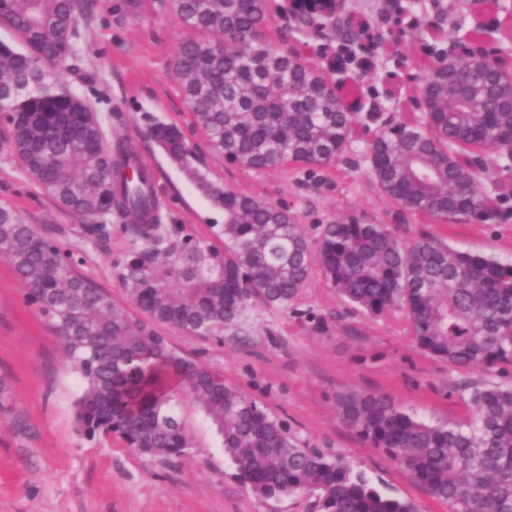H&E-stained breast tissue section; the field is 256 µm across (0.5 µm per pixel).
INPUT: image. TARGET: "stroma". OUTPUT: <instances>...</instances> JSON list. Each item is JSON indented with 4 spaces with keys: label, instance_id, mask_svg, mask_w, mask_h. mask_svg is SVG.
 I'll return each mask as SVG.
<instances>
[{
    "label": "stroma",
    "instance_id": "obj_1",
    "mask_svg": "<svg viewBox=\"0 0 512 512\" xmlns=\"http://www.w3.org/2000/svg\"><path fill=\"white\" fill-rule=\"evenodd\" d=\"M79 12L80 53L68 79L88 99L104 95L106 140L125 138L153 174L161 221L171 238L215 241L222 210L197 189L142 132L147 117L177 125L197 152L210 181L299 212L309 239L321 225L355 215L373 224H393L411 241L430 233L449 245L512 263V198L500 218L475 224H394V205L366 166H355L364 139L351 148V162L307 173L286 165L255 172L214 153L184 98L174 68L179 43L188 35L167 0H88ZM9 127L0 122V208L72 253L76 273L105 289L114 304L134 311L120 268L131 236L126 219L113 216L110 233L91 239L87 217L60 209L53 197L17 162ZM181 354L223 374L227 384L260 402L301 443L344 455L382 492L414 501L420 512H448L339 414L347 392L385 394L430 421L463 422L470 407L457 387L467 381H512V366L493 373L450 368L423 353L409 317L391 310L370 315L338 294L320 265L285 307L252 301L242 319L217 335L190 336L158 326ZM0 379L10 389L11 409L0 418V512H307L305 495L261 499L237 479L216 431L191 398L178 404L194 446L181 457L137 454L116 437L80 434L74 402L80 383L55 330L29 304L27 290L0 259Z\"/></svg>",
    "mask_w": 512,
    "mask_h": 512
}]
</instances>
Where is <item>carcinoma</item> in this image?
<instances>
[{
    "label": "carcinoma",
    "instance_id": "carcinoma-1",
    "mask_svg": "<svg viewBox=\"0 0 512 512\" xmlns=\"http://www.w3.org/2000/svg\"><path fill=\"white\" fill-rule=\"evenodd\" d=\"M288 0L297 44L268 34L269 0H171L192 32L177 48L183 95L211 148L255 172L296 163L339 161L358 126L377 125L362 159L401 219L435 224L484 223L506 198L484 192L482 175L512 172L498 148L512 129V86L482 75L512 72V12L465 34L442 24L441 0H391L378 15L353 21L357 7L335 0ZM79 0H0V24L24 51L0 42V113L12 151L28 174L69 211L133 221L142 245L120 269L142 318L75 274L72 256L31 224L0 209V258L25 284L30 302L59 333L78 373L79 432L92 440L119 436L139 454L180 457L193 447L176 417L179 400L200 404L217 427L237 478L262 499L303 492L309 512H419L381 492L345 456L307 448L256 400L224 376L172 348L155 324L211 336L238 322L255 299L287 305L305 287L312 259L348 302L375 315L404 310L420 350L454 368L492 371L512 365V265L461 251L424 234L401 240L388 224L348 216L322 225L310 244L288 206L211 183L178 127L153 120L144 136L224 210V247L187 235L170 241L161 224L151 172L137 165L126 139L102 138L98 107L64 78L79 52ZM336 32L328 66L303 51L312 37ZM425 59L406 55L396 67L418 71L423 111L397 120L340 106L335 75L361 84L379 67L380 51L411 33ZM472 408L462 423H428L384 394L338 398L344 421L397 464L449 512H512V383L464 385Z\"/></svg>",
    "mask_w": 512,
    "mask_h": 512
}]
</instances>
